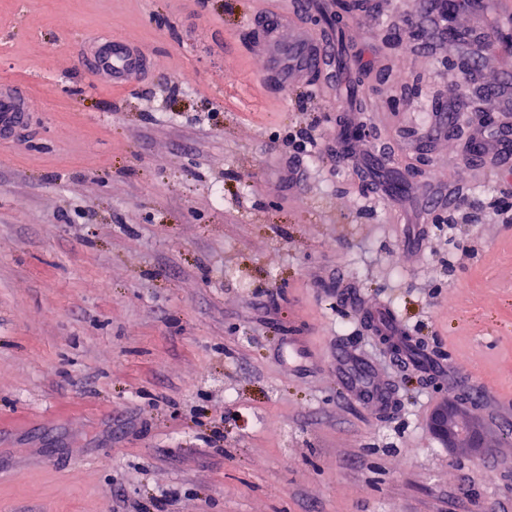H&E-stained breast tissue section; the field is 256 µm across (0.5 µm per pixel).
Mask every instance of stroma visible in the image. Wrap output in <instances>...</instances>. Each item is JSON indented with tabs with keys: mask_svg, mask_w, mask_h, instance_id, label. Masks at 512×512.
Returning a JSON list of instances; mask_svg holds the SVG:
<instances>
[{
	"mask_svg": "<svg viewBox=\"0 0 512 512\" xmlns=\"http://www.w3.org/2000/svg\"><path fill=\"white\" fill-rule=\"evenodd\" d=\"M372 2L347 26L360 120L397 146L383 177L438 173L478 222L398 223L337 164V94L281 90L250 51L249 17L283 0H0V81L33 102L0 145V512H512V171L418 147L484 19L457 12L425 50L426 0ZM95 36L135 40L149 71L94 83ZM380 305L446 374L383 355ZM292 334L316 359L284 357ZM340 349L391 410L345 397ZM477 384L464 457L427 422Z\"/></svg>",
	"mask_w": 512,
	"mask_h": 512,
	"instance_id": "1",
	"label": "stroma"
}]
</instances>
